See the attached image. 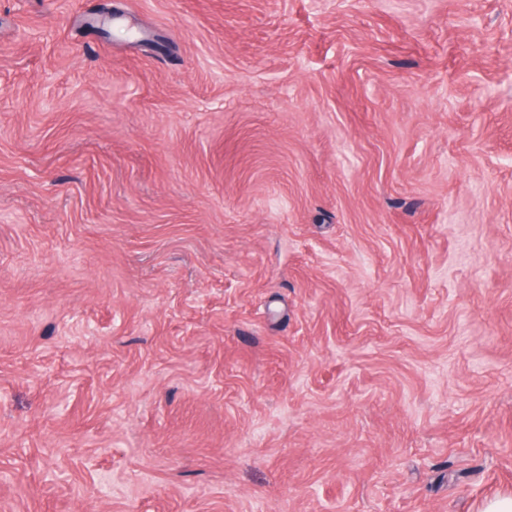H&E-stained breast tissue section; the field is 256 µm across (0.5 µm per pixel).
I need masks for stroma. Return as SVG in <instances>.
Returning a JSON list of instances; mask_svg holds the SVG:
<instances>
[{
    "label": "stroma",
    "instance_id": "obj_1",
    "mask_svg": "<svg viewBox=\"0 0 512 512\" xmlns=\"http://www.w3.org/2000/svg\"><path fill=\"white\" fill-rule=\"evenodd\" d=\"M512 492V0H0V512Z\"/></svg>",
    "mask_w": 512,
    "mask_h": 512
}]
</instances>
